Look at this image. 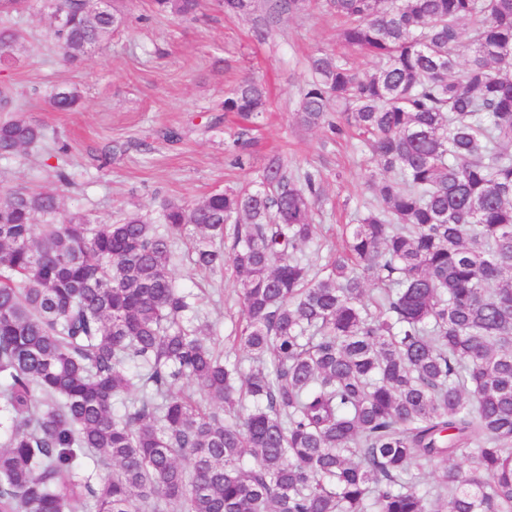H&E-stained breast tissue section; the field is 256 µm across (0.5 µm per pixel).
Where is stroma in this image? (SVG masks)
Wrapping results in <instances>:
<instances>
[{"label":"stroma","mask_w":512,"mask_h":512,"mask_svg":"<svg viewBox=\"0 0 512 512\" xmlns=\"http://www.w3.org/2000/svg\"><path fill=\"white\" fill-rule=\"evenodd\" d=\"M119 3L120 31L75 65L62 60L44 0L14 13L26 40L16 63L0 68V84L14 88L25 116L46 137L25 153L0 158V188L56 187V152L65 142L72 181L63 191L67 211L94 224L132 210L154 218L167 200L193 203L227 187L254 185L277 155L289 175L311 171L320 181L312 216L324 237L305 252L319 269L340 249L344 225L373 199L367 187L373 162L364 144L347 133L305 129L295 119L311 78L308 56L342 49L339 21L309 8L261 40L248 17L226 18L216 0H206L193 19L156 15L152 0ZM247 75L270 90L269 110L256 126L222 109L225 94ZM66 84L77 85L82 99L74 111H54L49 97ZM240 148L249 156L243 167L235 163ZM190 248L186 240L174 245L173 279L195 304L193 325L229 349L237 289L231 276L197 271Z\"/></svg>","instance_id":"obj_1"}]
</instances>
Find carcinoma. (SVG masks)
Wrapping results in <instances>:
<instances>
[{
    "label": "carcinoma",
    "mask_w": 512,
    "mask_h": 512,
    "mask_svg": "<svg viewBox=\"0 0 512 512\" xmlns=\"http://www.w3.org/2000/svg\"><path fill=\"white\" fill-rule=\"evenodd\" d=\"M58 2L71 63L123 22ZM245 2L220 0L263 38L307 4ZM320 3L381 61L309 60L299 123L351 129L376 161L375 202L320 270L302 257L320 185L279 158L255 189L165 203L158 226H93L56 191L0 189V512H512V0ZM18 42L0 28L1 64ZM80 99L63 85L50 105ZM266 106L250 78L224 99L247 121ZM0 110V158L43 137L7 86ZM179 239L201 270L230 264L234 344L269 366L243 372L184 321ZM86 450L112 475L80 473Z\"/></svg>",
    "instance_id": "1"
}]
</instances>
